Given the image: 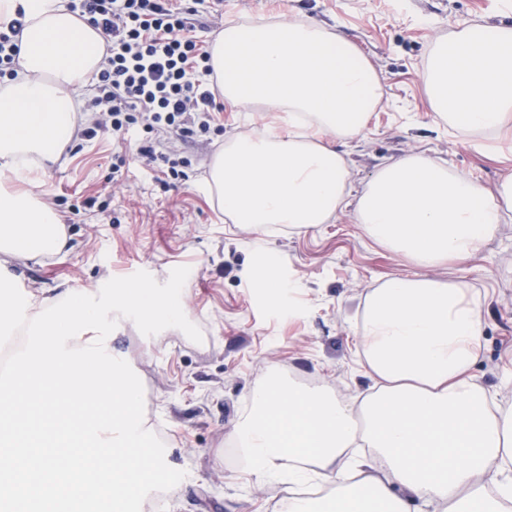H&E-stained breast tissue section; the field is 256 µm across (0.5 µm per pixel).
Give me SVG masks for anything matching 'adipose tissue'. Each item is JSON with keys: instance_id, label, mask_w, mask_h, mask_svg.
<instances>
[{"instance_id": "ef3b65f1", "label": "adipose tissue", "mask_w": 512, "mask_h": 512, "mask_svg": "<svg viewBox=\"0 0 512 512\" xmlns=\"http://www.w3.org/2000/svg\"><path fill=\"white\" fill-rule=\"evenodd\" d=\"M24 11L18 78L0 85V265L65 244L59 216L31 192L46 160L74 135V95L96 75L104 38L65 0H0V19ZM219 90L243 109L288 114V130L229 141L208 186L235 223L314 226L353 208L378 245L406 259L365 296L360 346L371 385L343 400L284 382L276 367L250 393L236 428L255 480L288 484L275 512H512V408L473 368L484 324L461 280L438 267L476 258L512 209V175L494 188L424 154L382 165L357 195L331 145L359 136L380 80L354 44L307 20L227 23L210 46ZM425 77L439 119L466 139L497 136L512 119V27L466 26L437 45ZM331 493L308 496L315 484Z\"/></svg>"}]
</instances>
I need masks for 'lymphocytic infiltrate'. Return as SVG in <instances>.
Segmentation results:
<instances>
[{"label": "lymphocytic infiltrate", "instance_id": "lymphocytic-infiltrate-1", "mask_svg": "<svg viewBox=\"0 0 512 512\" xmlns=\"http://www.w3.org/2000/svg\"><path fill=\"white\" fill-rule=\"evenodd\" d=\"M205 0H69L106 40L103 68L86 101L96 115L81 132L112 134L113 177L141 159L163 189L185 179L188 158L161 151L162 138L188 143L217 128L218 80L198 33Z\"/></svg>", "mask_w": 512, "mask_h": 512}]
</instances>
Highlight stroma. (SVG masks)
<instances>
[{
    "mask_svg": "<svg viewBox=\"0 0 512 512\" xmlns=\"http://www.w3.org/2000/svg\"><path fill=\"white\" fill-rule=\"evenodd\" d=\"M403 2L395 12L389 0H224L202 38L213 43L228 22L287 16L332 27L356 46L379 72L380 100L363 133L337 145L351 172V191L362 189L384 161L420 152L494 186L512 171V161L490 158L440 121L424 72L436 42L459 27L512 24V0ZM220 123L223 131L212 140L178 144L191 165L187 179L167 192L138 161L124 184L112 186L111 136L87 142L73 136L79 153L62 149L34 189L58 198L66 244L42 261L15 267L24 293H82L139 270L162 284L173 268L189 267L181 301L202 342L176 328L147 337L130 320L116 331L118 349L143 384L144 418L164 442L167 464L186 473L166 495L162 512H273L286 484L255 481L243 460L227 458L252 389L276 365L283 377L317 381L341 399L364 391L369 380L358 353L363 295L388 275L413 270L376 245L349 209L314 227L257 231L233 223L204 189L210 163L232 138L279 123L263 105L246 115L224 108ZM90 197L97 207L82 208ZM75 205L80 211L74 215ZM270 267L293 285L285 297L292 313L273 308L257 289ZM437 275L465 281L480 297L485 329L475 373L498 393L512 371V210L478 257Z\"/></svg>",
    "mask_w": 512,
    "mask_h": 512,
    "instance_id": "1",
    "label": "stroma"
}]
</instances>
